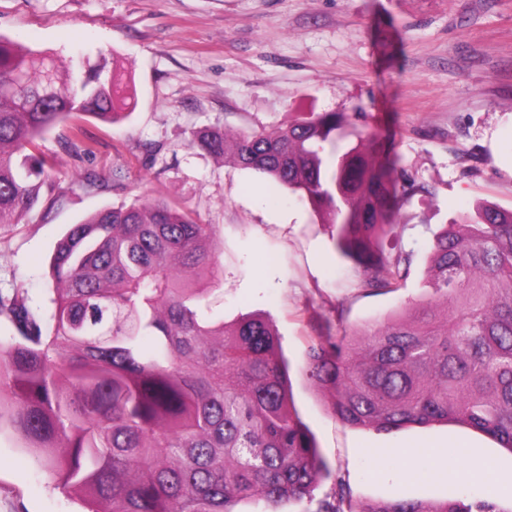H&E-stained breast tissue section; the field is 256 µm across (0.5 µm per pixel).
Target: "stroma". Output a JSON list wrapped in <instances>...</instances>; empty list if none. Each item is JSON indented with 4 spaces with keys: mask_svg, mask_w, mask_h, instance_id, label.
Instances as JSON below:
<instances>
[{
    "mask_svg": "<svg viewBox=\"0 0 512 512\" xmlns=\"http://www.w3.org/2000/svg\"><path fill=\"white\" fill-rule=\"evenodd\" d=\"M0 34L63 65L114 57L132 105L123 123L86 122L93 158L60 154L73 184L61 206L0 231V292L25 289L46 308L49 260L68 225L161 194L212 225L223 265L215 317L275 326L295 404L358 502L492 494L512 506L511 450L457 423L346 425L305 368L310 310L339 336L382 323L424 295L440 224L481 201L512 208V0H0ZM301 112L361 113L427 187L406 211L405 288L365 295L334 225L262 174L188 144L194 129L253 132ZM87 170L102 178L92 191L77 183ZM78 509L15 435L0 434V512Z\"/></svg>",
    "mask_w": 512,
    "mask_h": 512,
    "instance_id": "35a3bbf8",
    "label": "stroma"
}]
</instances>
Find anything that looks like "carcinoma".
Masks as SVG:
<instances>
[{
  "mask_svg": "<svg viewBox=\"0 0 512 512\" xmlns=\"http://www.w3.org/2000/svg\"><path fill=\"white\" fill-rule=\"evenodd\" d=\"M107 59L87 69L0 35V229L48 212L69 192L40 141L94 154L83 123L129 116ZM347 112H303L286 127L228 139L193 130L189 145L267 175L336 225V247L362 268L360 287L397 291L413 254L388 244L425 188L401 156ZM220 270L212 225L161 195L103 207L70 225L50 260L53 297L33 308L0 296L15 331L0 342V432L21 438L55 487L86 512H505L476 497L354 500L349 481L313 491L328 472L290 396L279 339L265 321L206 318ZM426 287L365 331L318 326L310 379L343 423L378 431L452 421L512 451V210L479 204L433 234Z\"/></svg>",
  "mask_w": 512,
  "mask_h": 512,
  "instance_id": "carcinoma-1",
  "label": "carcinoma"
}]
</instances>
